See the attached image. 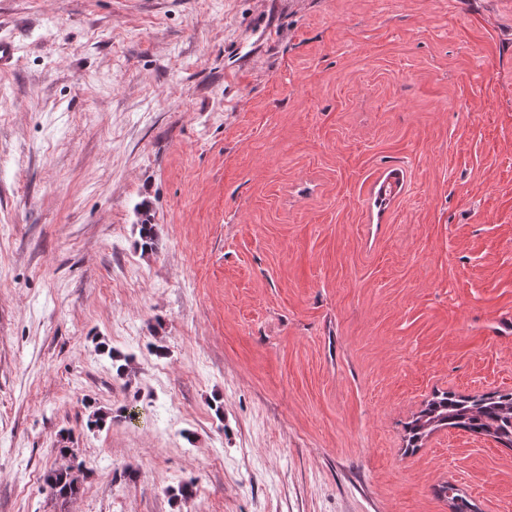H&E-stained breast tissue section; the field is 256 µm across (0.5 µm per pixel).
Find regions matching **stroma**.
Wrapping results in <instances>:
<instances>
[{"instance_id": "obj_1", "label": "stroma", "mask_w": 512, "mask_h": 512, "mask_svg": "<svg viewBox=\"0 0 512 512\" xmlns=\"http://www.w3.org/2000/svg\"><path fill=\"white\" fill-rule=\"evenodd\" d=\"M3 39L0 512H512V450L408 434L512 391V0H0ZM138 226L137 246L146 254L153 253L157 242V224H153L147 204L142 203ZM68 437H61L59 448L60 455L66 462L49 471L44 477V484L49 490V494L56 500L66 502L75 497L80 491V479L84 474L85 464L79 460L74 448H69Z\"/></svg>"}]
</instances>
